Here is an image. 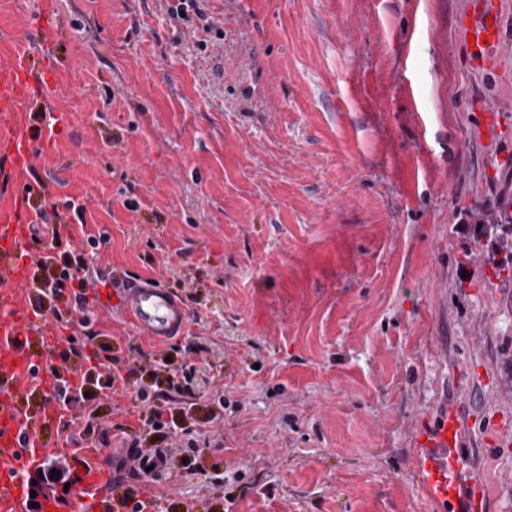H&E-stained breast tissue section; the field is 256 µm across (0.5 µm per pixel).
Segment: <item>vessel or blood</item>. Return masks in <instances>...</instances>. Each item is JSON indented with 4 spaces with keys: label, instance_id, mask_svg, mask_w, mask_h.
I'll use <instances>...</instances> for the list:
<instances>
[{
    "label": "vessel or blood",
    "instance_id": "vessel-or-blood-1",
    "mask_svg": "<svg viewBox=\"0 0 512 512\" xmlns=\"http://www.w3.org/2000/svg\"><path fill=\"white\" fill-rule=\"evenodd\" d=\"M462 25L475 41V64L483 69L497 65L496 48L501 41L498 15L471 8ZM21 63L0 67V112H10L24 99V91L17 79ZM14 142L21 146L15 157L17 168H27L32 158L45 148L43 140L30 137L18 128L12 133ZM29 240L19 232L15 215L0 212V273L8 277V290L0 292V512H25V488L15 469L19 461L41 455L46 448L37 435L39 416L17 406L15 397L19 380L33 374L40 364L27 352L32 340H46L49 330L33 326L28 319V305L19 300L14 285L23 280L16 266L18 254L29 249ZM122 301L131 322L138 332L154 340H166L181 335L189 313L181 300L167 288L150 282H127ZM460 428L456 422H443L432 439V452L421 464L424 493L438 502L443 512H481L483 501L475 495L460 493L466 456L449 451ZM78 479L73 491L81 512H126L127 504L121 493L93 492L103 474L97 456L80 458Z\"/></svg>",
    "mask_w": 512,
    "mask_h": 512
}]
</instances>
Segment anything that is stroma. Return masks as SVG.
Wrapping results in <instances>:
<instances>
[{
  "label": "stroma",
  "instance_id": "35a3bbf8",
  "mask_svg": "<svg viewBox=\"0 0 512 512\" xmlns=\"http://www.w3.org/2000/svg\"><path fill=\"white\" fill-rule=\"evenodd\" d=\"M470 0H0V64L38 87L0 116V211L55 212L63 260L180 296L184 334H138L115 299L53 322L46 366L86 345L182 368L168 512H440L422 440L458 413L485 512H512V275L474 226L512 213V0L499 68L472 67ZM49 44L39 58L35 43ZM502 109L488 123L486 109ZM52 148L15 170L16 125ZM98 247H91V240ZM54 408L52 448L127 456L143 408L97 380Z\"/></svg>",
  "mask_w": 512,
  "mask_h": 512
}]
</instances>
